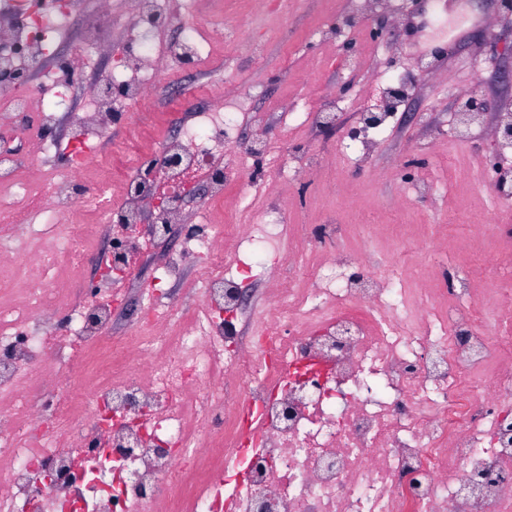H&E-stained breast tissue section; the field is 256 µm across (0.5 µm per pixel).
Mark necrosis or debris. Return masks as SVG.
<instances>
[{
  "label": "necrosis or debris",
  "instance_id": "4bbe7bcc",
  "mask_svg": "<svg viewBox=\"0 0 512 512\" xmlns=\"http://www.w3.org/2000/svg\"><path fill=\"white\" fill-rule=\"evenodd\" d=\"M107 0H55V17L85 14L78 71L104 44ZM161 0H132L122 60L127 101L152 91L153 57L140 16ZM48 17L23 0H0V120L28 111L32 95L60 97L58 71L23 77L61 40ZM223 100L207 124L174 142L151 143L183 158L161 179L143 178L145 152L112 150L122 183L139 185L112 204L99 150L116 110L91 98L72 124V163L55 175L19 178L0 151V512H512V284L480 294L470 271L449 269L439 288H417L410 268L360 233L370 258L320 259L325 236L276 219L254 236L249 224L207 225L185 236L143 295L142 318L110 331L124 304V276L103 288L72 285L96 232L128 241V266L151 246L142 214L185 224L181 201L153 206L158 190L210 189L224 205ZM50 215L44 231L35 219ZM249 241L297 268L280 279L248 336L225 311L231 249ZM193 261L186 308L163 284Z\"/></svg>",
  "mask_w": 512,
  "mask_h": 512
}]
</instances>
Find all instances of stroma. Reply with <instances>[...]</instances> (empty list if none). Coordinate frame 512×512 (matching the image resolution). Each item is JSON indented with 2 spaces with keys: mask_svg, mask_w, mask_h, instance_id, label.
<instances>
[{
  "mask_svg": "<svg viewBox=\"0 0 512 512\" xmlns=\"http://www.w3.org/2000/svg\"><path fill=\"white\" fill-rule=\"evenodd\" d=\"M223 3L237 37L209 46L213 60L209 70L186 67L170 76L166 47L181 36L182 28L174 24L157 28L153 91L113 117L107 135L112 142L128 139L139 117L148 112L163 116L157 137L176 135L193 112L210 105L209 100L189 98L188 90L201 83L221 87L224 100L238 109L234 130L238 145L224 158L233 179L223 212L211 216L214 223H233L235 212L248 205L249 192L257 189L261 203L289 223L347 225L340 246L354 252L359 244L357 225L383 224L388 234H395L393 212L401 208L409 229L397 254L407 263L417 253L421 236L416 226L424 218L452 216L465 208L472 223L479 224L490 212L506 207L505 199L481 184L445 197L429 195L413 201L406 195L410 181H448L449 156L465 159L473 153L484 166L493 162L497 146L492 123H485L483 135L464 143L453 132L452 113L457 96L473 90L491 102L512 98V60L502 59L497 66L487 62L490 43L512 45V20L499 14L496 0H473L471 19L455 31L447 59L435 71L419 76L403 111L393 113L387 125L376 131L377 151L363 166L355 164V150L346 149L347 134L357 126L360 112L377 101L375 77L412 67L408 56L412 35L404 22L390 20L393 42L372 51L368 25L340 37L332 30L338 15L353 10V0H301L281 24L273 21L278 0ZM125 37L124 26L113 25L109 42L94 54L67 103L58 106L53 130L58 152L47 169L68 168L73 117L99 93L102 75L119 70ZM331 98L339 100L340 108L334 125L327 126L315 114ZM259 138L266 142L263 154L251 155L247 165H240L242 149ZM296 159L310 160L311 165L298 169L296 176L285 175L284 165ZM179 247L180 235L175 232L141 259L127 286L125 305L112 320L113 333H123L141 318L143 284ZM265 263V257L255 258L248 277L236 268L228 270L242 290L238 307L242 314L259 310L267 301L273 283Z\"/></svg>",
  "mask_w": 512,
  "mask_h": 512,
  "instance_id": "obj_1",
  "label": "stroma"
}]
</instances>
